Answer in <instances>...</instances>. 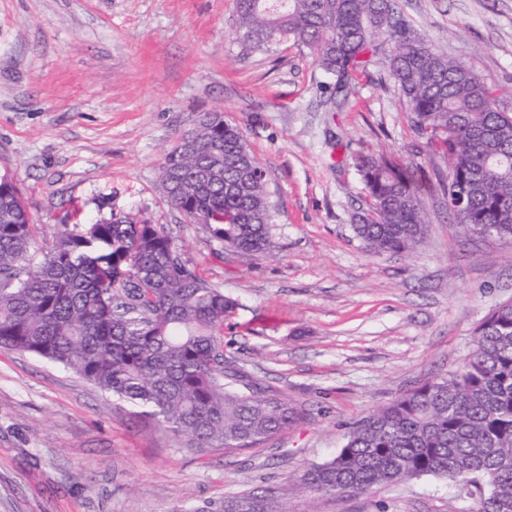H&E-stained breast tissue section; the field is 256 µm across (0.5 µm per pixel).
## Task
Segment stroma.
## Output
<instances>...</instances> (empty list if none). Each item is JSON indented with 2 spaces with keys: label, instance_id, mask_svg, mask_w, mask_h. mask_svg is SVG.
Instances as JSON below:
<instances>
[{
  "label": "stroma",
  "instance_id": "35a3bbf8",
  "mask_svg": "<svg viewBox=\"0 0 512 512\" xmlns=\"http://www.w3.org/2000/svg\"><path fill=\"white\" fill-rule=\"evenodd\" d=\"M449 59L499 90L512 112V0H399ZM382 46L342 110L310 50L243 53L235 0H0V174L38 225L131 215L161 224L189 267L238 303L224 351L305 411L258 447L200 453L142 427L81 376L0 350V512H194L283 487L288 512H473L427 475L333 500L303 471L331 459L372 411L470 353L480 321L512 300V242L449 220L428 153L386 80ZM208 112L239 126L266 171L272 246L245 253L168 205L165 157ZM393 152L422 176L427 224L406 253L354 236L363 192L337 143Z\"/></svg>",
  "mask_w": 512,
  "mask_h": 512
}]
</instances>
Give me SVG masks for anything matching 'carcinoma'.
Returning <instances> with one entry per match:
<instances>
[{
	"label": "carcinoma",
	"instance_id": "cac0c4a2",
	"mask_svg": "<svg viewBox=\"0 0 512 512\" xmlns=\"http://www.w3.org/2000/svg\"><path fill=\"white\" fill-rule=\"evenodd\" d=\"M239 41L266 52L293 41L334 78L336 109L388 43L386 72L424 148L448 160L439 177L448 215L475 235L512 242V113L472 69L448 59L402 12L399 0H237ZM192 130L194 147L166 162L187 169L186 218L236 250L270 249L272 207L252 152L247 191L228 185L242 172L247 143L221 112ZM223 178H200L214 159ZM350 165L363 184L352 215L358 239L376 252L404 253L425 234L417 179L398 157L366 145ZM17 183L0 176V349L60 364L137 420L185 437L203 451H242L298 424L282 393L224 369V324L236 300L209 286L161 224L128 216L60 224L44 252ZM426 475L460 485L483 481L476 512H512V303L478 326L456 372L399 395L365 417L329 461L307 468L305 489L329 498L367 494ZM283 489L268 487L192 512H282Z\"/></svg>",
	"mask_w": 512,
	"mask_h": 512
}]
</instances>
